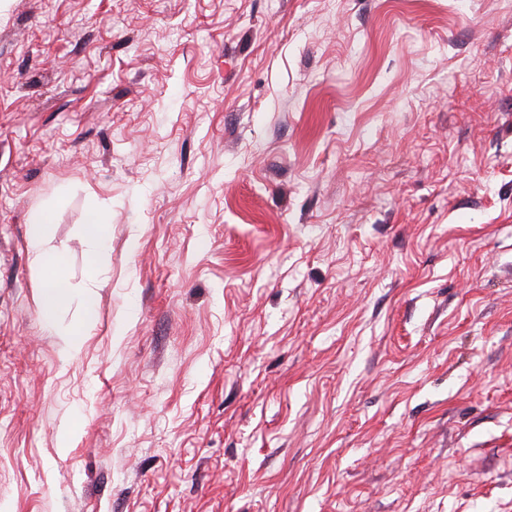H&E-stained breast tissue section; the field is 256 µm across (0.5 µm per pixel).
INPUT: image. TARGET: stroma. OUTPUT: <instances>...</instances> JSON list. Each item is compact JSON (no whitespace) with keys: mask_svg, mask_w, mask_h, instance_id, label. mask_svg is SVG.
<instances>
[{"mask_svg":"<svg viewBox=\"0 0 512 512\" xmlns=\"http://www.w3.org/2000/svg\"><path fill=\"white\" fill-rule=\"evenodd\" d=\"M0 503L512 512V9L0 0ZM50 223V215L46 211H38L31 217L32 231L29 239V248L33 261L44 273V280L39 295V309L45 322L54 320L60 306L66 299L68 288L61 270L63 260L60 257L49 255L42 247L43 224ZM86 239L94 257L100 255L107 245L105 224L98 216L89 219L86 227Z\"/></svg>","mask_w":512,"mask_h":512,"instance_id":"1","label":"stroma"}]
</instances>
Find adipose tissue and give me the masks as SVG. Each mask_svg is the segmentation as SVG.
Masks as SVG:
<instances>
[{
	"label": "adipose tissue",
	"mask_w": 512,
	"mask_h": 512,
	"mask_svg": "<svg viewBox=\"0 0 512 512\" xmlns=\"http://www.w3.org/2000/svg\"><path fill=\"white\" fill-rule=\"evenodd\" d=\"M48 212L39 211L31 218L32 231L29 248L33 261L44 273V280L39 295V309L44 321L54 320L60 306L66 298L67 283L61 273L63 261L60 257L49 255L42 247V228L49 223Z\"/></svg>",
	"instance_id": "ef3b65f1"
}]
</instances>
